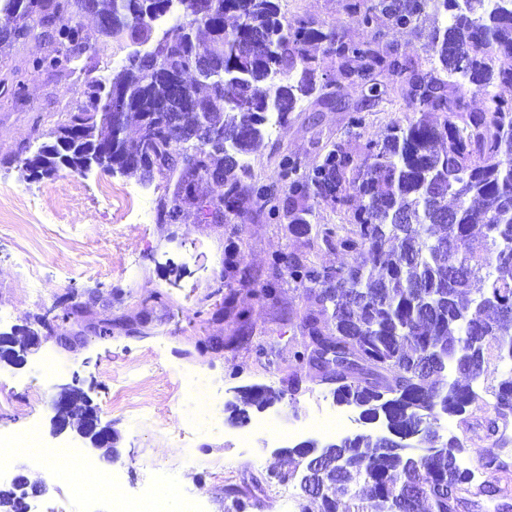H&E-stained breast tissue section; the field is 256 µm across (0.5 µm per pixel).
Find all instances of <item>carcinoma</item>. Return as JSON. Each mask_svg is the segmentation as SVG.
<instances>
[{"instance_id": "cac0c4a2", "label": "carcinoma", "mask_w": 512, "mask_h": 512, "mask_svg": "<svg viewBox=\"0 0 512 512\" xmlns=\"http://www.w3.org/2000/svg\"><path fill=\"white\" fill-rule=\"evenodd\" d=\"M90 9L107 19L102 34L117 43L154 42L112 70L107 87L82 61L108 51L80 37V17ZM442 17L425 34L431 67L423 71L381 42L384 25L422 31L427 10ZM0 13L14 26L0 30V46L52 24L47 38L54 65L64 78L80 81L83 101L59 113L46 133L56 158L41 150L26 162L33 174H48L59 162L80 170L92 157L105 169L152 180L178 176L173 200L190 194L189 178L217 176L227 212L245 205L272 210L275 188L244 182L246 155L263 141L271 115L288 122L299 100L334 101L332 84L319 81V55L336 56L340 73L368 85L372 97L392 91L420 113L394 123L360 154L332 144L312 171L280 162L279 181L288 188V223L299 234L312 230L321 202L350 205L349 224L323 227V241L350 256L334 269L288 260L289 276L306 286L314 309L302 320L300 361L333 385L336 403L359 410L366 424L380 422L402 434L443 416H461L482 405L498 442V421L512 408V370L501 375L487 402L476 388L492 357L512 358V98L495 92L512 87V0H371L361 14L366 35L347 40L331 25L288 19L275 0H0ZM176 14L177 23L153 40L154 18ZM235 19L232 30L227 16ZM274 49H269V45ZM203 63L202 81L221 82L213 91L197 86L202 113L181 111L168 78ZM482 96L485 107H470ZM125 101L121 126L114 99ZM204 117L217 137L182 142V168L171 154V129H188ZM246 394L238 413L262 408ZM424 455L387 448L380 436L360 433L322 447L328 456L312 474L321 512H460L481 507L476 498H508L509 489L459 464L466 451L456 436ZM309 466L303 441L285 449Z\"/></svg>"}]
</instances>
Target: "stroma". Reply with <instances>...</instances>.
<instances>
[{"label": "stroma", "mask_w": 512, "mask_h": 512, "mask_svg": "<svg viewBox=\"0 0 512 512\" xmlns=\"http://www.w3.org/2000/svg\"><path fill=\"white\" fill-rule=\"evenodd\" d=\"M278 3L286 17L332 24L348 38L364 34L351 0ZM46 54V42L35 33L0 51V80L7 82L0 87V213L22 227L0 233V331L26 325L40 336L25 366L0 363V429L32 423L45 448H82L81 440L55 437L50 430L57 387L73 381L115 433V458L94 450L89 456L103 473H118L127 495L148 484L179 487L199 492L205 512H224L225 489L234 484L247 492L245 512H280L279 483L271 475L278 465L274 450L311 434L275 442L259 436L239 446L244 429L235 422L234 390L266 385L282 391L272 407L249 412L251 420L268 415L281 427L338 412L318 371L297 359L301 319L313 304L289 277L287 259L333 268L346 262V254L329 248L320 234L296 233L284 215L288 194L282 190L279 215L250 212L214 222L210 208L221 190L200 179L194 200L181 202L180 219L139 224L134 213L144 205L158 209L165 180L148 182L97 167L29 175L25 163L43 144L45 130L58 112L80 100L75 80L42 66ZM320 72L335 86V101L316 108L300 101L288 123L248 154V181L275 183L286 155L310 170L342 139L359 151L368 137L413 117L402 104L371 98L364 84L344 78L335 56L321 58ZM354 110L364 115V127H349ZM105 184L112 187L108 206L99 197ZM25 193L55 208L56 222L42 223L38 210L24 207ZM23 250L33 268L19 265ZM229 295L230 307L224 304ZM46 314L52 319L48 327L38 322ZM120 378L138 380L134 394H118ZM136 403L151 407L152 421L137 417ZM486 419L476 410L441 426L466 438L472 452L464 465L494 481L501 473L487 462L499 457L512 471V442L503 447L487 435ZM189 424L198 429L190 452L171 436ZM20 469L47 487L31 512H111L103 495L75 501L71 480L53 463L37 466L14 455L0 483Z\"/></svg>", "instance_id": "35a3bbf8"}]
</instances>
